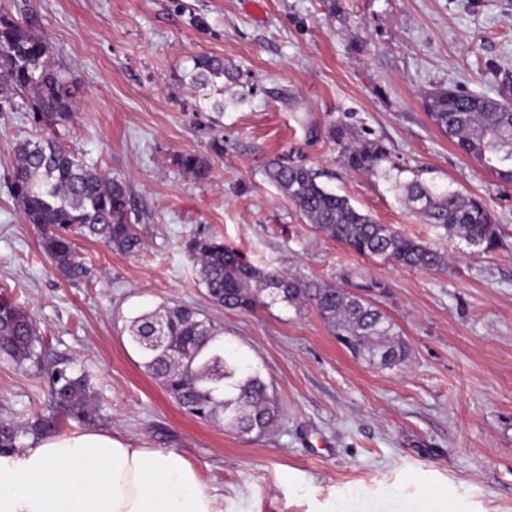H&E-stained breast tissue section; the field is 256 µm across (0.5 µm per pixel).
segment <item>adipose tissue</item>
I'll return each instance as SVG.
<instances>
[{"label": "adipose tissue", "mask_w": 512, "mask_h": 512, "mask_svg": "<svg viewBox=\"0 0 512 512\" xmlns=\"http://www.w3.org/2000/svg\"><path fill=\"white\" fill-rule=\"evenodd\" d=\"M0 512H224V497L179 452L89 429L0 454Z\"/></svg>", "instance_id": "ef3b65f1"}]
</instances>
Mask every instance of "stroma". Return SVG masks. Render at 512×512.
<instances>
[{
  "label": "stroma",
  "mask_w": 512,
  "mask_h": 512,
  "mask_svg": "<svg viewBox=\"0 0 512 512\" xmlns=\"http://www.w3.org/2000/svg\"><path fill=\"white\" fill-rule=\"evenodd\" d=\"M0 13L35 18L77 79L65 145L125 182L141 231L135 256L77 239L88 273L59 275L11 196L15 146L35 135L29 99L0 110V295L33 316L49 363L91 374L92 428L179 451L223 493L225 512H412L429 488L446 492L449 512H512V186L462 153L423 105L438 88L495 99L512 88V0H0ZM200 55L224 57L254 87L245 106L212 113L208 134L193 118L205 93L184 82ZM345 113L426 180L480 198L501 247L472 253L423 223L391 183L342 168L325 130ZM184 153L209 159L208 180L175 164ZM286 153L447 267L366 259L313 230L264 174ZM198 234L269 270L381 281L368 298L396 322L409 361L366 365L312 309L213 304L185 249ZM175 305L207 316L260 370L282 407L269 432L192 419L148 374L129 325ZM51 412L44 373L0 361V417Z\"/></svg>",
  "instance_id": "stroma-1"
}]
</instances>
